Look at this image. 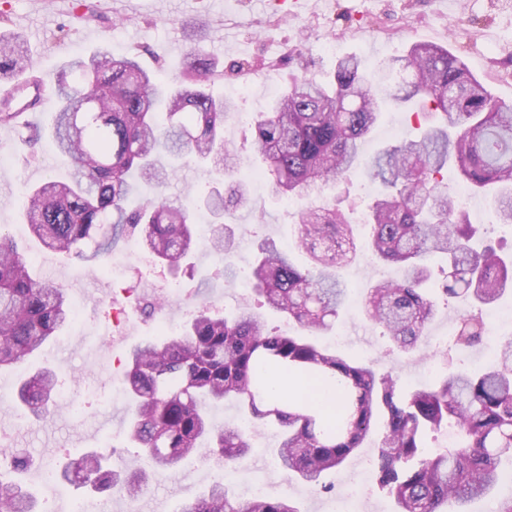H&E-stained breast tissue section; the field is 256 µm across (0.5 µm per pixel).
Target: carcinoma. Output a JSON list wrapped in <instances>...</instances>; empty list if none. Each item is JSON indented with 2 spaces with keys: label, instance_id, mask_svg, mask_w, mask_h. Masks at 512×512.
<instances>
[{
  "label": "carcinoma",
  "instance_id": "carcinoma-1",
  "mask_svg": "<svg viewBox=\"0 0 512 512\" xmlns=\"http://www.w3.org/2000/svg\"><path fill=\"white\" fill-rule=\"evenodd\" d=\"M33 69L23 40L0 32V82ZM224 76L203 51L191 50L172 80L145 69L135 54L116 56L100 48L70 57L50 76L51 136L69 165L62 180L49 179L24 193L23 216L30 233L48 250L94 263L116 241L135 238L169 270L184 266L196 245L187 205L158 196L126 206L137 181L158 188L176 169L173 161L230 168L236 154L224 145V117L235 103L214 97L210 85ZM432 104L420 136L392 146L370 161L381 192L365 224L379 261L404 270L398 281L369 288L363 315L383 328L401 352L418 348L434 317L435 301L425 284L426 262L447 261L443 292L472 301L479 312L460 315L455 344L482 341L480 309L512 290V261L484 245L469 223L443 172L452 168L475 189L492 191L495 217L512 225V105L494 99L458 57L430 43L368 71L355 56L336 62L331 81L296 80L254 121L253 151L268 168L272 192L285 199L305 189L335 183L360 161L361 146L377 124L382 106ZM0 126L11 127L35 151L43 133L23 123L13 103L0 102ZM213 218L211 248L224 256L221 272L235 277L234 232L224 212L249 203L246 180L227 190L212 188L200 199ZM293 248L310 264L300 267L274 242L260 245L252 266L253 290L275 312L317 335L336 327L347 288L338 271L357 254L352 224L334 206H304ZM32 261L0 229V369L24 363L72 322L63 288L35 279ZM312 382L318 394L273 392L283 371ZM129 400L127 438L159 469L176 467L202 451L220 468L238 467L252 452L249 430L217 426L209 408L237 400L242 419L275 426V458L288 476L317 486L359 448L373 441L378 488L393 512H471L493 495L512 462V337L498 345L482 370L459 368L430 388L408 391L368 360L347 359L301 335L266 328L262 317L241 307L230 318L207 306L178 333L134 346L124 371ZM58 392L54 370L42 368L18 389L15 412L41 419ZM452 428V448L429 449L428 432ZM108 455L87 452L60 471V480L116 490L136 499L147 482L143 470L124 475L104 468ZM33 465V455L0 454V505L7 512H39L36 494L22 480L5 478ZM179 512H300L287 498L238 500L231 486L214 483L184 501Z\"/></svg>",
  "mask_w": 512,
  "mask_h": 512
}]
</instances>
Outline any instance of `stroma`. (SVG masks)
<instances>
[{"label": "stroma", "mask_w": 512, "mask_h": 512, "mask_svg": "<svg viewBox=\"0 0 512 512\" xmlns=\"http://www.w3.org/2000/svg\"><path fill=\"white\" fill-rule=\"evenodd\" d=\"M100 20L78 21L69 0H0V12L8 16L0 30L25 40L31 51L34 72L51 76L70 56L111 47L113 53L138 54L151 70L172 76L178 73L192 47H200L217 61L224 76L215 81L214 95L233 101L235 114L224 121V139L240 159L253 155L254 126L242 122L243 112H265L288 88L290 74L326 82L331 80L339 57L354 54L368 69H376L393 56L405 55L412 44H439L461 58L492 95L512 104V0H94ZM419 124L410 112L383 113L378 126L367 137L364 157L413 133ZM11 158L0 168V228L12 233L33 262V272L64 288L82 317L57 341L28 359L18 370L0 371V398H9L18 382L43 366L52 367L61 389L68 393L54 412L38 422L22 421L6 428L1 445L30 449L34 468L22 480L37 495H44L40 471L60 469L86 450L111 441L116 453L115 469L150 472L148 491L131 500L112 492L101 497L111 512H146L147 505L160 501L162 512H178L182 501L207 490L217 467L198 456L186 458L172 471L152 470L149 460L126 439L125 401L108 402L107 378L113 363L135 345L154 336L156 321L147 310L150 301L166 299L167 318L176 325L185 320L183 299L212 304L216 314L234 313L241 305L264 315L268 325L285 328L280 314L262 306L252 291L228 287L217 277L218 258L209 244L195 248L193 278L163 273L152 262L140 259L133 242L119 241L113 254L126 255L130 265L124 277H116L107 260L89 265L78 259L45 250L24 226L22 191L62 173L61 159L50 141L36 152L21 144L13 128L0 127V152ZM240 172L216 178L209 168L183 167L164 188L173 201L185 202L207 192L217 181L239 180ZM366 166H357L335 184L315 188L310 202L336 205L355 222L358 239L369 229L361 217L376 194ZM224 221L238 237L235 264L239 275L249 274L264 239L282 245L291 242L298 211L286 208L270 188L251 189L250 204L226 214ZM348 294L366 291L380 279H398V268L380 263L372 252L359 253L341 272ZM341 327L346 341L336 350L346 357L375 362L392 373L406 388L428 386L443 372L463 365L473 367L494 359L495 350L479 346L467 351L448 344L431 355L393 351L379 326L367 321L354 305H346ZM255 451L241 464L233 491L244 498V483L261 477L271 497L286 496L301 512H332L337 496L347 492L352 474L367 460L373 447L358 449L345 464L327 477L333 488L325 492L289 480L272 462L268 449L274 443L272 430L260 428L253 434Z\"/></svg>", "instance_id": "obj_1"}]
</instances>
